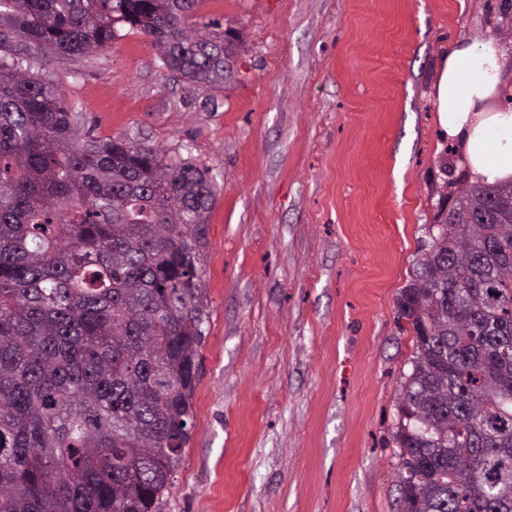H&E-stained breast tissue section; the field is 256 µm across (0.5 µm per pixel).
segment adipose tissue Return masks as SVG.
<instances>
[{
    "mask_svg": "<svg viewBox=\"0 0 512 512\" xmlns=\"http://www.w3.org/2000/svg\"><path fill=\"white\" fill-rule=\"evenodd\" d=\"M503 57L491 41L457 48L435 86L439 123L457 143L460 161L476 182L512 180V109L495 104L506 89Z\"/></svg>",
    "mask_w": 512,
    "mask_h": 512,
    "instance_id": "1",
    "label": "adipose tissue"
}]
</instances>
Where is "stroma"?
Wrapping results in <instances>:
<instances>
[{
  "instance_id": "35a3bbf8",
  "label": "stroma",
  "mask_w": 512,
  "mask_h": 512,
  "mask_svg": "<svg viewBox=\"0 0 512 512\" xmlns=\"http://www.w3.org/2000/svg\"><path fill=\"white\" fill-rule=\"evenodd\" d=\"M240 46L224 87L174 81L150 38L53 76L95 137L208 169L193 426L156 512H400L393 439L413 336L396 322L445 179L448 53L494 39L504 0H199Z\"/></svg>"
}]
</instances>
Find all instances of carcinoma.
<instances>
[{
	"label": "carcinoma",
	"mask_w": 512,
	"mask_h": 512,
	"mask_svg": "<svg viewBox=\"0 0 512 512\" xmlns=\"http://www.w3.org/2000/svg\"><path fill=\"white\" fill-rule=\"evenodd\" d=\"M197 0H0V512H153L190 439L207 171L92 136L51 78L123 22L219 89L237 38ZM42 54L44 72L17 47ZM397 298L403 512H512V182L449 183Z\"/></svg>",
	"instance_id": "1"
}]
</instances>
